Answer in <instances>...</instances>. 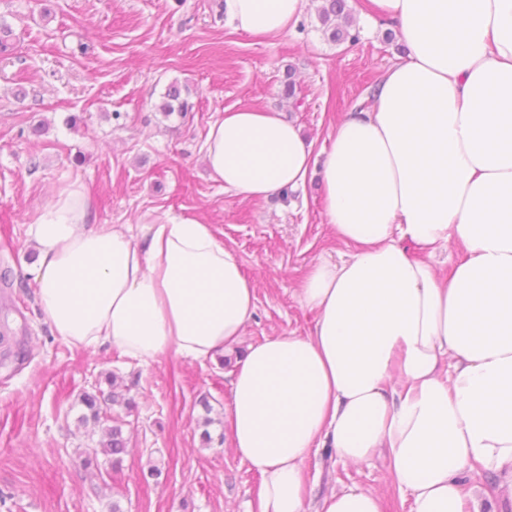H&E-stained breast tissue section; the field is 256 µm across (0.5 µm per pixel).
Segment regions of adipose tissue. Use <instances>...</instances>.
I'll return each instance as SVG.
<instances>
[{
	"label": "adipose tissue",
	"mask_w": 512,
	"mask_h": 512,
	"mask_svg": "<svg viewBox=\"0 0 512 512\" xmlns=\"http://www.w3.org/2000/svg\"><path fill=\"white\" fill-rule=\"evenodd\" d=\"M307 2L224 0V16L266 39ZM370 3L408 53L337 125L322 167L300 128L263 108L225 113L204 144L211 178L245 199L319 172L325 222L353 249L298 288L310 333L247 345L232 445L260 477L259 512H308L306 464L324 447L346 464L384 455L410 512H506L475 480L512 486V0ZM28 234L38 304L63 340L144 363L242 344L256 288L211 225L96 226L74 184ZM452 247L439 276L430 260ZM315 512H384V500L344 486Z\"/></svg>",
	"instance_id": "ef3b65f1"
}]
</instances>
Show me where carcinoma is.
Here are the masks:
<instances>
[{
    "instance_id": "1",
    "label": "carcinoma",
    "mask_w": 512,
    "mask_h": 512,
    "mask_svg": "<svg viewBox=\"0 0 512 512\" xmlns=\"http://www.w3.org/2000/svg\"><path fill=\"white\" fill-rule=\"evenodd\" d=\"M318 19L321 30L327 38L337 44L359 41V32L353 28V20L347 10L346 0H323L318 9ZM192 105L181 95V89L176 84L167 87L158 105V110L166 115L173 112H187ZM117 402L114 393L106 394L96 387L80 395V403L87 413L81 416L85 423L92 422L103 428V436L97 443L84 450L81 465L88 469L99 467V459H105L111 467L117 468L121 464L122 455L127 453V440L123 435L122 426L112 417V405Z\"/></svg>"
}]
</instances>
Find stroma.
<instances>
[{"label":"stroma","mask_w":512,"mask_h":512,"mask_svg":"<svg viewBox=\"0 0 512 512\" xmlns=\"http://www.w3.org/2000/svg\"><path fill=\"white\" fill-rule=\"evenodd\" d=\"M347 0L356 45L329 42L310 0L296 30L256 39L224 18V0H0V512H258L260 477L233 449L231 373L244 345L307 334L296 290L319 260L351 247L325 223L318 176L250 200L210 179L203 147L224 112L266 108L301 128L317 160L350 112L368 107L405 57L396 27ZM293 72L298 98L282 96ZM178 83L191 111L157 107ZM81 184L97 224L192 218L212 225L256 284L255 314L225 363L168 354L143 363L114 347L71 345L51 330L27 270L26 243L50 194ZM116 387L129 452L99 476L81 451L102 436L82 424V392ZM210 440H203V433ZM159 467L160 479L149 477ZM312 498L339 486L386 496L408 512L382 459L358 466L318 452Z\"/></svg>","instance_id":"35a3bbf8"}]
</instances>
